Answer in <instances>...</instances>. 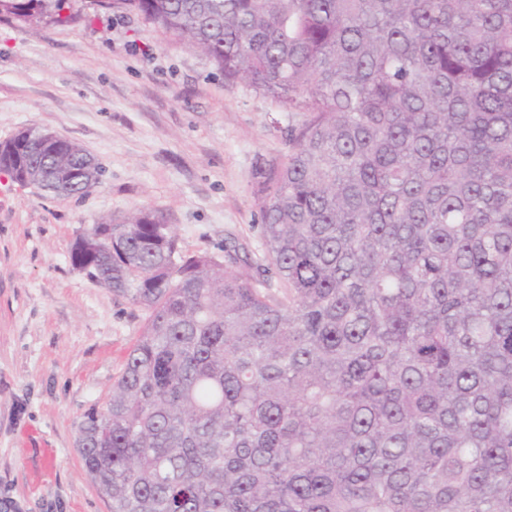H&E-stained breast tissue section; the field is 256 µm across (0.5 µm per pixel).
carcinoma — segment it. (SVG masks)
<instances>
[{"label":"carcinoma","mask_w":512,"mask_h":512,"mask_svg":"<svg viewBox=\"0 0 512 512\" xmlns=\"http://www.w3.org/2000/svg\"><path fill=\"white\" fill-rule=\"evenodd\" d=\"M74 0H0L66 24ZM306 119L262 256L145 209L70 261L147 313L76 447L109 512H512V0H113ZM0 142L53 198L86 151Z\"/></svg>","instance_id":"cac0c4a2"}]
</instances>
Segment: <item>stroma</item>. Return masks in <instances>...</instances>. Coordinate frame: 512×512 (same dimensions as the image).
Listing matches in <instances>:
<instances>
[{"label":"stroma","instance_id":"1","mask_svg":"<svg viewBox=\"0 0 512 512\" xmlns=\"http://www.w3.org/2000/svg\"><path fill=\"white\" fill-rule=\"evenodd\" d=\"M76 8L64 25L0 19V142L34 126L104 167L67 199L0 177V512H109L77 425L107 400L146 314L71 265L76 237L143 208L189 254L235 238L233 269L247 271L261 254L256 173L286 160L304 119L137 14Z\"/></svg>","mask_w":512,"mask_h":512}]
</instances>
